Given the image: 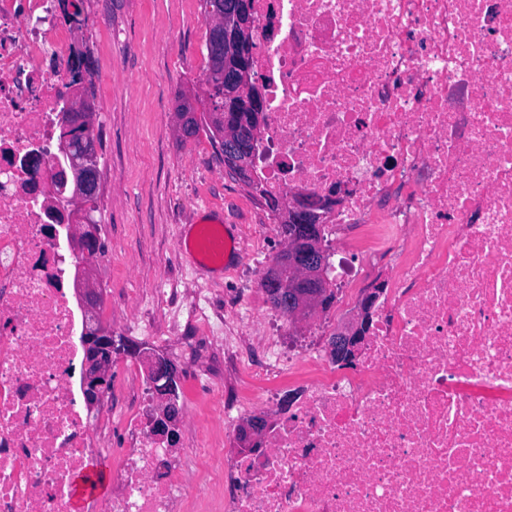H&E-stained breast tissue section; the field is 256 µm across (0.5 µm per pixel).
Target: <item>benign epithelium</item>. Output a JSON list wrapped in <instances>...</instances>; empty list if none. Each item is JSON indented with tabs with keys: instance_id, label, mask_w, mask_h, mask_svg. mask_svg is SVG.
I'll list each match as a JSON object with an SVG mask.
<instances>
[{
	"instance_id": "benign-epithelium-1",
	"label": "benign epithelium",
	"mask_w": 512,
	"mask_h": 512,
	"mask_svg": "<svg viewBox=\"0 0 512 512\" xmlns=\"http://www.w3.org/2000/svg\"><path fill=\"white\" fill-rule=\"evenodd\" d=\"M224 29V70L205 82L202 112L191 114L192 124L180 122L178 132L186 135L196 129L202 120H210L215 106L224 112V132L217 135V148L224 152V169L232 172L242 183H250L254 178L255 157L248 149L237 144L240 136L255 141L262 137L265 127V102L262 83L254 73L255 46L250 33L255 16L253 4L249 0H230L224 6V15L217 19ZM94 107L91 99L85 97L67 106L63 115L66 130L70 131L93 120ZM98 142L86 138L80 147L68 154V163L59 165L56 185L64 189L68 177L83 178V191L65 197L57 196L59 223L74 227L70 239L73 252L95 255L103 247L97 225L90 219L92 203L88 197H97L101 191V176L98 164ZM321 203L307 197L297 196L289 202H280L284 217L297 223L304 235H309L312 214ZM315 264H325L324 254L301 253L296 265L304 292L292 298L288 291L278 292L283 305L290 306V314L307 318L323 308V294L308 268ZM80 300L85 308V372L83 395L88 405L99 402L107 390L112 363L124 356L136 357L148 363L150 373L156 381H165L159 395L165 400L173 396L174 383L179 381L177 367L162 355L150 354L140 345L125 336H116L112 329L104 327L99 319L101 289L91 275V269L82 271ZM377 295H366L359 305V317L354 323L336 329L330 338L329 349L332 358L339 364L352 363L362 350L369 330L370 311ZM155 431L162 435H173L175 421L168 408H163L153 421ZM265 417L255 415L243 422L238 433V447L243 454L258 455L263 451Z\"/></svg>"
}]
</instances>
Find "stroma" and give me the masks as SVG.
<instances>
[{
    "instance_id": "obj_1",
    "label": "stroma",
    "mask_w": 512,
    "mask_h": 512,
    "mask_svg": "<svg viewBox=\"0 0 512 512\" xmlns=\"http://www.w3.org/2000/svg\"><path fill=\"white\" fill-rule=\"evenodd\" d=\"M94 25L83 43L95 74L94 126L100 132L101 193L93 217L108 247L93 268L109 286L100 317L113 325L159 288L203 285L233 315L243 304L260 308L242 275L270 268L283 238L269 224L263 200L224 171L206 134L185 141L175 128L181 95L202 93L207 24L202 0H85ZM223 211L238 234L265 228L259 253L242 251L229 271H199L179 251L184 225L203 207Z\"/></svg>"
}]
</instances>
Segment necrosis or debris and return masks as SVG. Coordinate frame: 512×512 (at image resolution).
I'll return each instance as SVG.
<instances>
[{"mask_svg":"<svg viewBox=\"0 0 512 512\" xmlns=\"http://www.w3.org/2000/svg\"><path fill=\"white\" fill-rule=\"evenodd\" d=\"M266 125L255 173L329 203L327 274L347 307L382 284L353 367L333 362L329 313L284 351L297 319H225L203 289L159 337L223 349L244 389L186 369V436L152 427L140 361H115L96 409L78 388L72 267L47 193L72 98L76 29L59 0H0V512H67L74 475L109 459L110 492L82 512H512V0H254ZM264 411L262 461L234 448ZM221 438H214L213 427ZM121 447H113V437ZM218 487L194 491L201 453Z\"/></svg>","mask_w":512,"mask_h":512,"instance_id":"4bbe7bcc","label":"necrosis or debris"}]
</instances>
